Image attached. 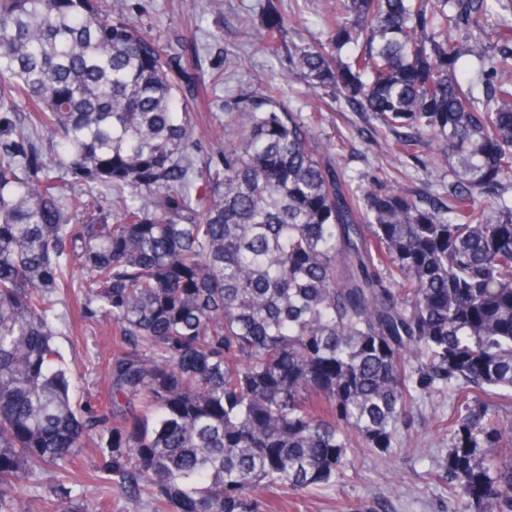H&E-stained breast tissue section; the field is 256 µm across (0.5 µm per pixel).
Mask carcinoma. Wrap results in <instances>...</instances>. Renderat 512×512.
<instances>
[{"instance_id": "cac0c4a2", "label": "carcinoma", "mask_w": 512, "mask_h": 512, "mask_svg": "<svg viewBox=\"0 0 512 512\" xmlns=\"http://www.w3.org/2000/svg\"><path fill=\"white\" fill-rule=\"evenodd\" d=\"M286 23L267 11L261 48L397 154L434 147L449 198L378 179L354 199L314 140L322 109L266 84L224 101L221 159L195 165L167 43L100 0H0V512L39 473V512H80L93 434L95 512L114 493L124 512H277L259 493L413 447L433 396L450 512H512V0H336L323 44L283 43ZM452 27L480 37L459 48ZM71 298L112 330L102 397L75 400L55 343ZM94 445V442L91 440L89 441L88 448H85L79 469V475L83 481L79 485L74 486L73 492L81 510H86L87 512H94L95 497L97 495L94 484L87 478L88 473L93 471L98 461V448H94Z\"/></svg>"}]
</instances>
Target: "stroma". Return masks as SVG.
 <instances>
[{
  "label": "stroma",
  "mask_w": 512,
  "mask_h": 512,
  "mask_svg": "<svg viewBox=\"0 0 512 512\" xmlns=\"http://www.w3.org/2000/svg\"><path fill=\"white\" fill-rule=\"evenodd\" d=\"M271 4L292 15L289 40L325 39L327 0H124L128 15L144 30L197 57L204 80L198 85L194 110L199 123L214 127L224 123L225 99L255 87L261 77L272 79L280 100L292 110L306 114L316 107L305 93L303 79L289 70L287 59L259 48L260 19ZM321 109L315 137L326 148L324 162L350 189L383 178L413 194L442 197L454 182L450 168L426 167L411 158L396 160L390 150L392 135L371 113L343 102ZM56 343L75 377L103 389L92 362L98 354L111 351V338L92 328L75 336L64 330ZM447 411L441 400H418L410 430L417 451L355 456L336 486L321 496L286 495L285 512H447L448 489L435 477L447 453L437 419Z\"/></svg>",
  "instance_id": "35a3bbf8"
}]
</instances>
